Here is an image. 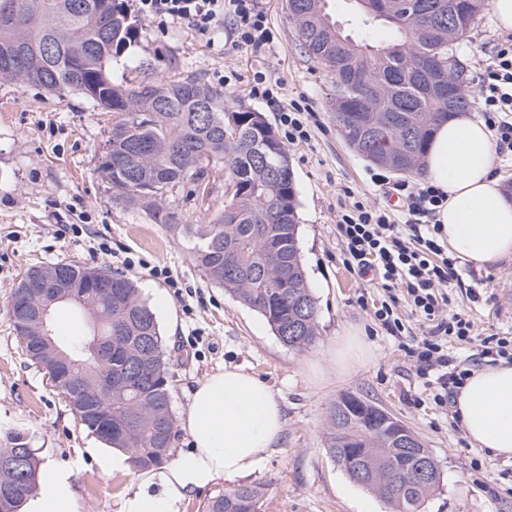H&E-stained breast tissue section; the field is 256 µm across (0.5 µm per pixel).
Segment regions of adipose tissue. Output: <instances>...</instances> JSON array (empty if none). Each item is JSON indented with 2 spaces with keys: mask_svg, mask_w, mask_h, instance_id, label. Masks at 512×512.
Segmentation results:
<instances>
[{
  "mask_svg": "<svg viewBox=\"0 0 512 512\" xmlns=\"http://www.w3.org/2000/svg\"><path fill=\"white\" fill-rule=\"evenodd\" d=\"M494 158L491 132L464 113L437 126L424 156L427 179L446 197L437 220L448 249L479 266L512 258V201ZM454 410L472 445L512 457V365L502 362L472 372ZM185 426L192 452L155 471L150 480L159 492L126 496L122 512H179L188 491L244 474L279 440L284 411L269 385L232 368L199 383ZM41 481L44 490L28 501L27 512H77L67 469L45 467Z\"/></svg>",
  "mask_w": 512,
  "mask_h": 512,
  "instance_id": "adipose-tissue-1",
  "label": "adipose tissue"
}]
</instances>
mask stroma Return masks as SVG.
Returning <instances> with one entry per match:
<instances>
[{"label": "stroma", "instance_id": "obj_1", "mask_svg": "<svg viewBox=\"0 0 512 512\" xmlns=\"http://www.w3.org/2000/svg\"><path fill=\"white\" fill-rule=\"evenodd\" d=\"M125 5L137 32L112 63L115 82L193 73L274 126L290 104L308 111L310 140L285 150L294 172L300 254L318 308V335L301 352L284 346L259 313L203 276L187 238L113 199L97 168L115 114L76 93L59 97L0 80V440L22 433L41 464L67 468L79 512H121L124 497L141 489V471L101 466L108 447L81 426L45 369L27 356L8 314L28 268L57 262L105 265L134 280L156 315L175 417L174 457L192 448L184 426L192 392L223 369L235 367L266 382L284 409V431L275 448L244 476L220 478L189 492L179 512H203L212 497L242 485L260 487L257 512H393L329 455V413L346 394L385 408L431 451L440 483L419 512H512V458L472 446L451 411L435 405L400 339L374 319L382 288L343 263L336 238L338 201L348 191L377 203L385 196L371 181L375 165L337 130L330 110L333 78L303 52L285 0H254L274 34L258 49L237 43L229 18L200 31L183 21L145 20L136 0ZM327 9L353 37L366 34L375 44L392 37L379 23L363 31L353 0H328ZM501 35L488 7L457 42L469 92H477L475 78L490 63ZM259 71L267 76L272 98L250 92ZM227 185L225 166L217 164L203 199H186L177 189L163 207L177 223H210L224 206ZM79 223L83 234H61V225ZM102 242L111 254L99 250ZM456 269L458 278L448 288L454 310L469 312L482 329L512 328V260L480 268L461 260ZM359 329L370 357L337 372L327 356L329 346Z\"/></svg>", "mask_w": 512, "mask_h": 512}]
</instances>
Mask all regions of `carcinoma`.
Segmentation results:
<instances>
[{
  "label": "carcinoma",
  "instance_id": "1",
  "mask_svg": "<svg viewBox=\"0 0 512 512\" xmlns=\"http://www.w3.org/2000/svg\"><path fill=\"white\" fill-rule=\"evenodd\" d=\"M0 0V79L49 93H77L115 112L100 158L112 197L139 206L169 231L194 240L192 259L206 278L262 315L281 343L301 351L317 336V306L300 256L296 187L288 155L262 113L231 102L202 77L118 84L113 59L131 45L136 27L125 0ZM361 24L382 21L393 40L373 46L336 29L325 0H286L302 48L336 78L331 109L343 139L365 160L406 176H421V159L437 123L469 107L454 45L474 26L485 0H355ZM454 71L448 73V60ZM228 165L231 197L209 224L174 223L162 207L174 189ZM65 288L85 287L92 271L112 278V299L89 300L99 335L112 338L103 368L84 370L86 389L99 393L95 412L75 413L107 446L129 455L136 469L166 462L156 422L175 428L163 340L155 314L134 281L106 266L52 263ZM93 331L76 333L63 349L80 356ZM150 361L138 375L142 358ZM380 407L347 394L329 418V452L348 477L391 503L417 512L439 483L426 448L430 476L421 481L416 456L397 447ZM261 491L243 485L215 498L206 512H256Z\"/></svg>",
  "mask_w": 512,
  "mask_h": 512
}]
</instances>
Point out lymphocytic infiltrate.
Returning a JSON list of instances; mask_svg holds the SVG:
<instances>
[{"mask_svg": "<svg viewBox=\"0 0 512 512\" xmlns=\"http://www.w3.org/2000/svg\"><path fill=\"white\" fill-rule=\"evenodd\" d=\"M148 19L180 20L205 31L231 16L239 43L255 48L273 39L265 15L253 0H138ZM478 108L491 130L498 154L512 153V34L499 39L491 64L478 77ZM391 185L403 202L400 212L352 197L340 202L336 237L347 266L359 277L375 274L386 294L375 317L391 335H401L396 315L406 303L422 334L407 352L419 366L424 387L439 407H447L476 365L512 362V333L478 331L468 314L453 311L448 285L456 280V260L438 224L444 194L428 183ZM468 345L469 363L448 354L449 343Z\"/></svg>", "mask_w": 512, "mask_h": 512, "instance_id": "f902f5d3", "label": "lymphocytic infiltrate"}]
</instances>
